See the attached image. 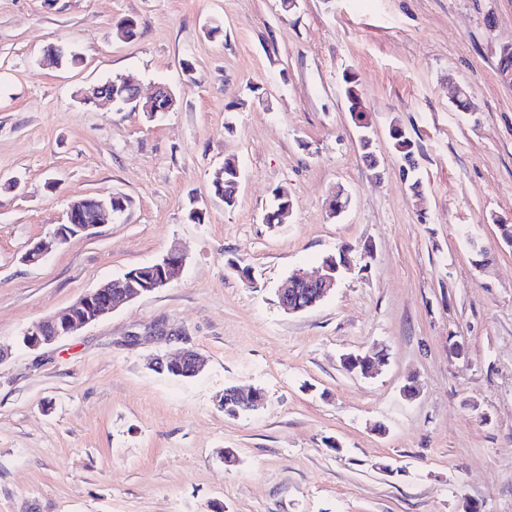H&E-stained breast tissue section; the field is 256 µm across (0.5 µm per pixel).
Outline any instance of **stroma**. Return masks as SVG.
<instances>
[{
    "label": "stroma",
    "instance_id": "obj_1",
    "mask_svg": "<svg viewBox=\"0 0 512 512\" xmlns=\"http://www.w3.org/2000/svg\"><path fill=\"white\" fill-rule=\"evenodd\" d=\"M52 43L80 64L46 62ZM506 45L512 0H298L287 16L279 0H0V512H512ZM350 72L374 169L342 94ZM125 74L145 98L169 86L175 107L150 120L80 102ZM228 158L232 207L211 186ZM112 194L131 200L121 217L23 263L70 200ZM278 194L287 221L266 223ZM344 243L371 244V263L355 251L333 294L285 314L281 282ZM174 249L178 280L22 344ZM186 348L207 360L196 377L153 369ZM378 351L372 376L341 364ZM232 384L262 389V407L225 415Z\"/></svg>",
    "mask_w": 512,
    "mask_h": 512
}]
</instances>
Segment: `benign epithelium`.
Masks as SVG:
<instances>
[{
    "mask_svg": "<svg viewBox=\"0 0 512 512\" xmlns=\"http://www.w3.org/2000/svg\"><path fill=\"white\" fill-rule=\"evenodd\" d=\"M80 100L101 101L113 105L117 98L109 94L106 84L93 86L80 93ZM114 196L101 197L90 216H85L84 207L78 202L69 204L63 222L54 225L52 235L59 245L68 243L79 235H92L108 214L121 215L119 208L112 207ZM184 256L172 250L160 260L128 271L118 278L81 296L65 309L33 323L23 334L25 346L35 349L50 344L60 337L68 336L77 330L97 321L111 312L119 303L128 302L139 296L160 290L182 275ZM350 269V263L338 262L332 255L322 267L318 276H309L300 271L292 273L276 291L280 308L288 314L301 313L316 307L336 288L342 271ZM204 360L196 351L187 349L180 355L157 357L153 363L155 370L178 377H194L203 367ZM224 396L238 399L248 411L257 409L263 392L259 388L243 389L239 386L224 389Z\"/></svg>",
    "mask_w": 512,
    "mask_h": 512,
    "instance_id": "benign-epithelium-1",
    "label": "benign epithelium"
}]
</instances>
